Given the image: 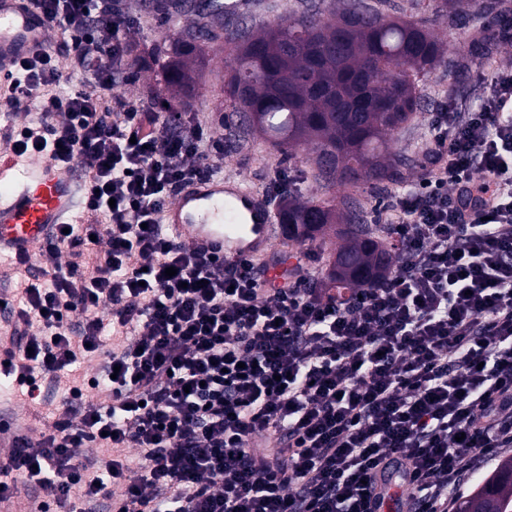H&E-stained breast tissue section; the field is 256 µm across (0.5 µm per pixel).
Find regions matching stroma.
Here are the masks:
<instances>
[{
  "label": "stroma",
  "mask_w": 512,
  "mask_h": 512,
  "mask_svg": "<svg viewBox=\"0 0 512 512\" xmlns=\"http://www.w3.org/2000/svg\"><path fill=\"white\" fill-rule=\"evenodd\" d=\"M117 11L128 16L132 26L126 35L131 49L127 55L126 71L131 80L122 85L121 93L142 100L157 111L189 112L195 120L209 125L224 137V175L244 180L257 193H264L277 176L278 168H285L290 176L289 190L304 199H350L355 201L377 240H385L383 225L374 218L376 204L391 192L415 182L422 170L424 151L431 138L430 121L436 98L466 101L474 104L477 82L491 81L502 68L512 67V44L494 47L492 53L475 56L477 40L495 21L512 22V0H491L489 7H472L465 24L450 23L449 5L445 0H368L369 4L386 17H400L428 26L438 32L447 44L443 63L423 86V107L411 122L390 134L393 153L408 158L395 181L383 184L336 185L323 187L314 178L311 155L299 150L296 158H286L270 142L258 135L248 134L239 124L232 101L224 91L227 80L225 59L231 47L219 33L223 24L243 22L252 29L275 24L300 13L304 0H242L238 11L224 18H210L209 26L216 38L207 43L202 69L203 77L196 85L188 105L167 102L157 83L156 66L151 51L155 45L174 46L176 36L155 11L145 9L143 0H113Z\"/></svg>",
  "instance_id": "35a3bbf8"
}]
</instances>
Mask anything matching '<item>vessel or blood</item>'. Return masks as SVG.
<instances>
[{
	"label": "vessel or blood",
	"instance_id": "vessel-or-blood-1",
	"mask_svg": "<svg viewBox=\"0 0 512 512\" xmlns=\"http://www.w3.org/2000/svg\"><path fill=\"white\" fill-rule=\"evenodd\" d=\"M52 47V27L31 0H0V76ZM83 192L75 164L39 155L23 160L13 146L0 143V256L34 261L59 225L88 223ZM161 223L172 239L188 246L230 258L267 257L269 277L286 270L271 261L281 237L268 207L242 182L220 175L192 181L165 206Z\"/></svg>",
	"mask_w": 512,
	"mask_h": 512
}]
</instances>
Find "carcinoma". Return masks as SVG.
<instances>
[{"label": "carcinoma", "mask_w": 512, "mask_h": 512, "mask_svg": "<svg viewBox=\"0 0 512 512\" xmlns=\"http://www.w3.org/2000/svg\"><path fill=\"white\" fill-rule=\"evenodd\" d=\"M173 24L182 58L153 49L157 74L169 92L187 96L197 73L193 64L208 41L199 31L190 0L173 7L157 0ZM234 44L227 94L246 127L288 158L298 147L313 155L315 178L324 184L393 181L407 158L388 151L386 134L405 126L420 109V85L442 61L443 40L399 17L385 18L364 0H347L334 18L311 2L297 16L255 32L242 26L227 32ZM279 223L288 238L305 241L345 219L344 243L328 273L336 298L387 271V249L370 234L351 207L332 200L298 201L284 192ZM512 457L498 464L456 512H512Z\"/></svg>", "instance_id": "cac0c4a2"}]
</instances>
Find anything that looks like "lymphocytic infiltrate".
<instances>
[{
	"label": "lymphocytic infiltrate",
	"instance_id": "obj_1",
	"mask_svg": "<svg viewBox=\"0 0 512 512\" xmlns=\"http://www.w3.org/2000/svg\"><path fill=\"white\" fill-rule=\"evenodd\" d=\"M32 2L70 43L22 60L0 102L34 98L13 147L77 164L90 221L40 248L41 278L0 270V378L34 407L61 397L0 461V501L22 478L37 512H380L395 485L404 512H448L512 448V69L477 107L438 104L421 177L378 213L390 272L342 303L306 264L281 284L170 240L163 208L220 174L223 137L118 94L127 23L107 0ZM87 443L104 457L78 459Z\"/></svg>",
	"mask_w": 512,
	"mask_h": 512
}]
</instances>
